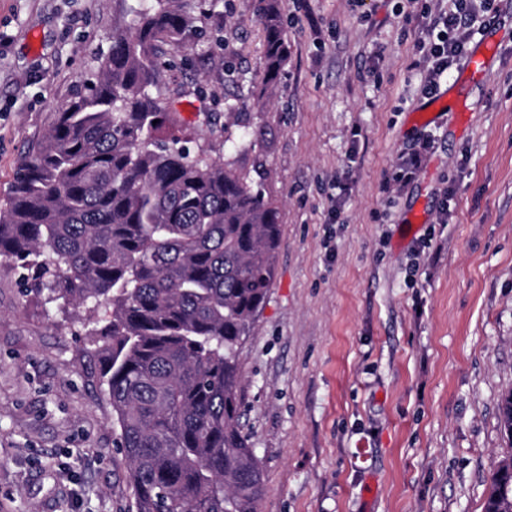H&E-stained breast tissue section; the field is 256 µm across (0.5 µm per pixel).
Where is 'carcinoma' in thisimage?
I'll return each instance as SVG.
<instances>
[{"label": "carcinoma", "mask_w": 512, "mask_h": 512, "mask_svg": "<svg viewBox=\"0 0 512 512\" xmlns=\"http://www.w3.org/2000/svg\"><path fill=\"white\" fill-rule=\"evenodd\" d=\"M196 21L185 0H139L18 167L0 258L47 304L107 308L88 335L137 512H260L238 349L276 275L280 211L234 163L158 135L159 70ZM260 21L269 87L288 61L279 0H264ZM229 117V148H256L245 120ZM509 471L512 441L489 485L504 512Z\"/></svg>", "instance_id": "obj_1"}]
</instances>
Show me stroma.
<instances>
[{
  "instance_id": "obj_1",
  "label": "stroma",
  "mask_w": 512,
  "mask_h": 512,
  "mask_svg": "<svg viewBox=\"0 0 512 512\" xmlns=\"http://www.w3.org/2000/svg\"><path fill=\"white\" fill-rule=\"evenodd\" d=\"M397 0H282L288 62L259 108V0H220L160 74L166 129L239 154L280 205L277 275L241 345V425L261 512H484L512 386V0L441 89L470 107L420 126L409 67L424 20ZM136 0H0V208L57 108L112 49ZM431 140L415 179L384 191ZM339 207L341 223L330 210ZM87 309L59 310L0 260V512H136ZM233 120L228 121L224 126V142L229 144V148L234 152H244L255 149L258 146V138L253 130H250L244 119L235 116L237 113H227ZM232 127H236L232 130ZM417 154L408 156L402 155L393 166V170L386 180V187L393 182L400 187L410 182L416 173L418 158Z\"/></svg>"
}]
</instances>
